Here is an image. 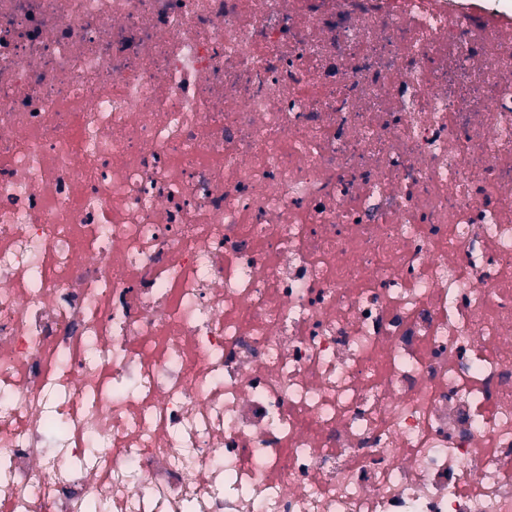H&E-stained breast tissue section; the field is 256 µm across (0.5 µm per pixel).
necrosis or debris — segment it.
Masks as SVG:
<instances>
[{
  "label": "necrosis or debris",
  "instance_id": "obj_1",
  "mask_svg": "<svg viewBox=\"0 0 512 512\" xmlns=\"http://www.w3.org/2000/svg\"><path fill=\"white\" fill-rule=\"evenodd\" d=\"M93 501L512 512V16L0 0V512Z\"/></svg>",
  "mask_w": 512,
  "mask_h": 512
}]
</instances>
